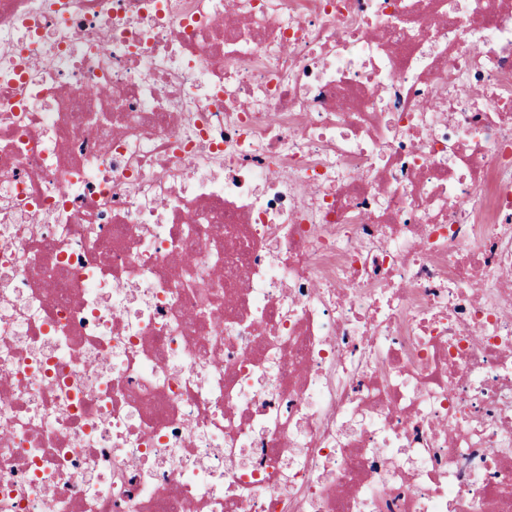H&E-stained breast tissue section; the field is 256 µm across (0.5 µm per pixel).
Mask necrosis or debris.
<instances>
[{
    "instance_id": "4bbe7bcc",
    "label": "necrosis or debris",
    "mask_w": 512,
    "mask_h": 512,
    "mask_svg": "<svg viewBox=\"0 0 512 512\" xmlns=\"http://www.w3.org/2000/svg\"><path fill=\"white\" fill-rule=\"evenodd\" d=\"M0 512H512V0H0Z\"/></svg>"
}]
</instances>
